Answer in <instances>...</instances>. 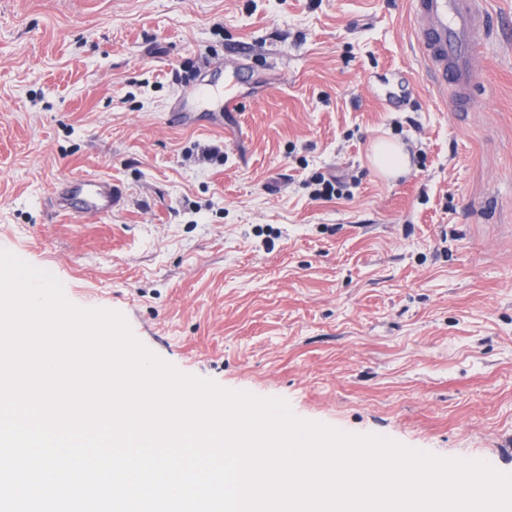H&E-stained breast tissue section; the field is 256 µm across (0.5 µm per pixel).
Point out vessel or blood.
Masks as SVG:
<instances>
[{"label": "vessel or blood", "instance_id": "b4317fda", "mask_svg": "<svg viewBox=\"0 0 512 512\" xmlns=\"http://www.w3.org/2000/svg\"><path fill=\"white\" fill-rule=\"evenodd\" d=\"M410 13L430 83L448 95L454 111H471L477 73L474 50L489 33L484 0H410ZM242 76L243 67L237 64L228 69L224 91L201 82L186 85L178 97L177 117L213 99L221 111H240L237 87ZM68 189L80 196L84 213L100 218L111 215L116 200L111 180L83 175L69 181Z\"/></svg>", "mask_w": 512, "mask_h": 512}]
</instances>
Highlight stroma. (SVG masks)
<instances>
[{
    "label": "stroma",
    "mask_w": 512,
    "mask_h": 512,
    "mask_svg": "<svg viewBox=\"0 0 512 512\" xmlns=\"http://www.w3.org/2000/svg\"><path fill=\"white\" fill-rule=\"evenodd\" d=\"M486 6L455 112L408 0H0V250L182 373L512 474V0ZM240 60V111L172 119ZM79 174L110 217L54 208ZM403 147L388 139L377 140L372 147L371 162L384 176L393 177L406 168ZM67 189L81 196L82 211L97 217L112 214L116 192L112 180L90 175L79 176L68 182Z\"/></svg>",
    "instance_id": "obj_1"
}]
</instances>
